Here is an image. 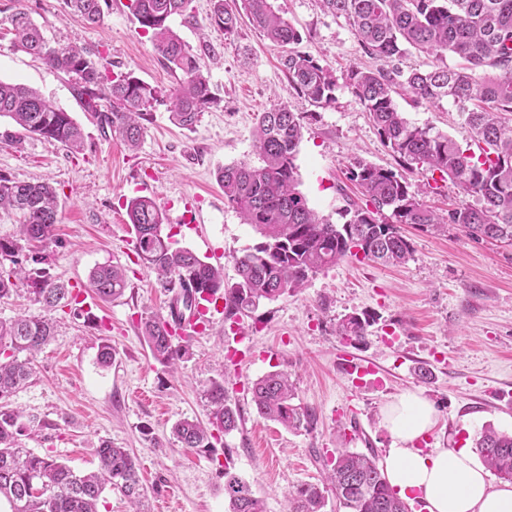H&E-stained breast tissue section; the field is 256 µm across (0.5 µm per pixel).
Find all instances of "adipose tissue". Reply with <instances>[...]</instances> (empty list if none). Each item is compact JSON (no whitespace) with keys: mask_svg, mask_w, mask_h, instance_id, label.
Masks as SVG:
<instances>
[{"mask_svg":"<svg viewBox=\"0 0 512 512\" xmlns=\"http://www.w3.org/2000/svg\"><path fill=\"white\" fill-rule=\"evenodd\" d=\"M385 422L394 439L386 477L401 498L421 501L425 512H512V484L492 485L468 448H417L436 423L428 399L400 395L387 405Z\"/></svg>","mask_w":512,"mask_h":512,"instance_id":"ef3b65f1","label":"adipose tissue"}]
</instances>
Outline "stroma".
I'll list each match as a JSON object with an SVG mask.
<instances>
[{
    "label": "stroma",
    "instance_id": "stroma-1",
    "mask_svg": "<svg viewBox=\"0 0 512 512\" xmlns=\"http://www.w3.org/2000/svg\"><path fill=\"white\" fill-rule=\"evenodd\" d=\"M274 6L301 35L295 51L339 75L352 65H370L348 20L325 12L319 0H274ZM21 9L51 44L102 51L113 73H133L165 91L176 88L177 79L140 28L130 0H109L98 25L69 14L64 0H0V79L26 84L69 112L85 139L79 153L36 135L18 145L0 141V173L48 183L58 193L57 242L43 251L40 266L78 294L98 266H121L128 281L122 297L89 311L75 302L48 309L25 290L0 300L1 319L25 311L55 326L33 360L29 383L13 398L42 422L35 433L20 436L22 447L81 471L96 467L100 441L129 449L149 512H229V448V467L253 482L266 512H287L289 491L322 482V457L342 444L341 411L357 418L368 436L353 450L370 446L382 459L392 445L383 411L406 392L430 400L438 417L419 448H471L488 425L512 433V245L478 242L453 227L438 233L402 225L413 248L406 265L346 259L318 272L301 292L261 302L243 318L241 332L215 315L187 337L188 351L175 366L155 361L139 322L168 312L173 296L137 257L125 204L152 185L147 195L162 211L173 247L222 267L225 285H232L235 257L261 237L225 203L217 174L243 161L261 166L254 130L259 114L273 106L288 105L303 117L298 189L330 223H344L346 210L367 203L348 178L357 159L400 169L427 206L475 207L479 201L459 194L451 180L399 168L345 84L337 85L328 105L299 95L281 64L283 47L248 19L229 37L209 28L211 0H191L170 25L198 56L213 103L190 129L173 124L165 106H155L140 145L129 149L100 131L65 76L14 49L10 18ZM395 102L411 124L432 126L477 151L465 113L451 100L416 105L399 95ZM188 210L195 223H183ZM363 313L374 318L364 341L346 344L336 334L337 321ZM104 342L114 350L108 367L98 360ZM345 355L374 359L384 370L383 385L354 386L341 370ZM280 370L294 383L295 404L314 412L311 431L288 430L257 415L254 382ZM216 381L239 409V429L218 435L210 451L181 447L174 425L183 419L208 423L205 392Z\"/></svg>",
    "mask_w": 512,
    "mask_h": 512
}]
</instances>
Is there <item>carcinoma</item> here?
<instances>
[{"label": "carcinoma", "mask_w": 512, "mask_h": 512, "mask_svg": "<svg viewBox=\"0 0 512 512\" xmlns=\"http://www.w3.org/2000/svg\"><path fill=\"white\" fill-rule=\"evenodd\" d=\"M67 6L90 24L104 21L102 0H66ZM190 0H131L140 28L152 33L162 62L172 74H181L175 91L166 94L133 73L112 75L101 52L72 45L53 46L30 15L19 10L10 20L13 46L33 55L69 78L75 97L102 131L111 132L128 147H138L144 134L142 120L150 109L166 106L170 120L191 128L212 102L209 81L170 26L182 16ZM253 26L273 43L290 47L301 35L275 10L271 0H242ZM323 9L347 19L364 53L376 60L373 68L351 66L343 74L346 85L364 106L393 156L407 168L448 176L465 196L482 205H459L440 214L427 207L396 171L356 161L349 180L359 185L370 206L348 210L343 224H331L312 210L297 189L295 158L302 138L301 116L287 105L259 114L255 142L263 165L247 162L226 166L219 173L224 200L244 223L262 237L252 250L234 258L238 281L224 285L221 272L188 249H174L164 233V217L155 202L138 197L127 203L138 258L158 275L166 290L177 291L185 306L206 293L224 299L225 318L254 312L261 301H273L307 284L310 277L347 257L401 265L413 256L400 225L440 232L452 225L469 238L512 243V125L501 113H512V0H321ZM239 11L224 0H214L209 25L228 37L235 33ZM438 58L449 53L458 64L427 71L401 70L396 59L405 47ZM282 66L298 94L319 105L335 102L337 78L331 67L288 50ZM407 96L414 104L447 97L466 113L475 138L483 144L479 155L463 149L448 135L431 127L411 125L393 98ZM10 118L16 130L0 139L21 143L32 134L56 141L71 150L83 143L80 126L70 114L36 90L0 80V117ZM0 214L19 217V236L0 238V299L28 286L37 301L57 307L74 297L44 271L33 273L25 262H38V250L55 241L57 197L45 183L16 181L0 173ZM89 287L103 301L124 295L127 281L113 265L95 268ZM373 317L349 315L336 325V335L360 343ZM175 310L140 321L153 358L170 364L183 357L185 346L175 336ZM54 336L49 321L19 315L0 319V501L10 512H99L105 489L119 493L143 512L136 458L108 441L97 448L99 471L79 474L68 464L22 447L18 436L40 426L32 416L22 421L13 406L15 393L29 380L33 353ZM212 408L210 427L183 419L173 434L181 447L212 448L213 431L238 429L241 416L215 382L207 390ZM294 386L282 372L258 379L252 401L259 417L292 430L313 428V414L292 403ZM475 448L483 463L499 478L512 482V434L492 427L482 430ZM327 483L302 484L288 494V512H324L328 496L348 512H410L389 485L372 448L357 452L337 448L325 463ZM224 497L230 512H265L253 483L224 468Z\"/></svg>", "instance_id": "cac0c4a2"}]
</instances>
